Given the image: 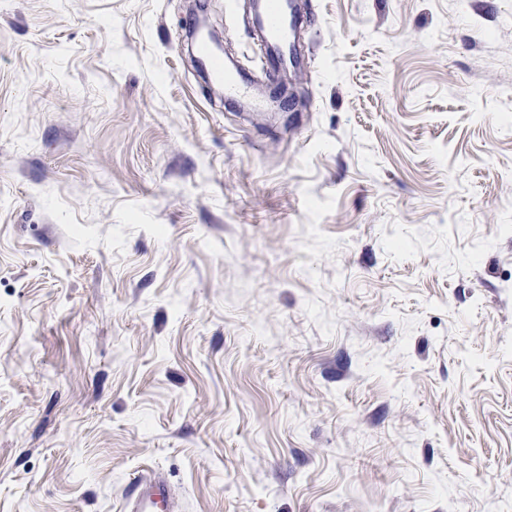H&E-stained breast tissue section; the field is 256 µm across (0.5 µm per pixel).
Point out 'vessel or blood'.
<instances>
[{"instance_id":"obj_1","label":"vessel or blood","mask_w":512,"mask_h":512,"mask_svg":"<svg viewBox=\"0 0 512 512\" xmlns=\"http://www.w3.org/2000/svg\"><path fill=\"white\" fill-rule=\"evenodd\" d=\"M260 3V11L254 21L259 30L258 51L265 82L275 84L283 79L298 51L295 40L297 3L296 0H260ZM199 54L203 67L223 82L225 99L244 98L253 110L265 108L266 101L255 94L251 78L240 71L233 60H219L204 44L200 45ZM172 500L166 479L151 473L135 480L125 512H154L157 505H168Z\"/></svg>"}]
</instances>
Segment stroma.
I'll use <instances>...</instances> for the list:
<instances>
[{"instance_id":"stroma-1","label":"stroma","mask_w":512,"mask_h":512,"mask_svg":"<svg viewBox=\"0 0 512 512\" xmlns=\"http://www.w3.org/2000/svg\"><path fill=\"white\" fill-rule=\"evenodd\" d=\"M0 0V512H512V0ZM252 24L259 30L258 51L267 84L280 82L298 47L295 40L297 3L294 0H260ZM201 64L217 79L224 82V99L233 101L245 98L253 110L262 111L266 106L265 99L254 93L252 79L245 71L230 59L223 61L213 56L204 41L199 42ZM172 492L166 479L151 473L137 478L126 503V512H153L157 505L172 504Z\"/></svg>"}]
</instances>
